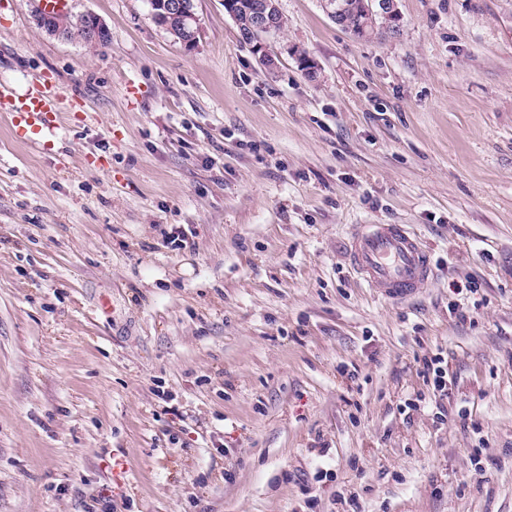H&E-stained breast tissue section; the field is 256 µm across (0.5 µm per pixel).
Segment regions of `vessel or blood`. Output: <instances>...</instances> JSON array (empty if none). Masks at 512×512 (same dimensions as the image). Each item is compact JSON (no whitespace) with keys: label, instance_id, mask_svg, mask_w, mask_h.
Wrapping results in <instances>:
<instances>
[{"label":"vessel or blood","instance_id":"vessel-or-blood-1","mask_svg":"<svg viewBox=\"0 0 512 512\" xmlns=\"http://www.w3.org/2000/svg\"><path fill=\"white\" fill-rule=\"evenodd\" d=\"M57 98L38 91L12 106L13 127L27 126L33 139L51 131ZM349 259L368 287L405 297L422 287L431 273L430 255L401 224H367L351 240Z\"/></svg>","mask_w":512,"mask_h":512}]
</instances>
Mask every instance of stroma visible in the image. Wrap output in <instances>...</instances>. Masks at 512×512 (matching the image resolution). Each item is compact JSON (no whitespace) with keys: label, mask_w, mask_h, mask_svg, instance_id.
I'll return each instance as SVG.
<instances>
[{"label":"stroma","mask_w":512,"mask_h":512,"mask_svg":"<svg viewBox=\"0 0 512 512\" xmlns=\"http://www.w3.org/2000/svg\"><path fill=\"white\" fill-rule=\"evenodd\" d=\"M194 4L187 46L69 0L92 49L0 0V85L74 106L36 143L0 111V512H512V0L370 41L278 0L272 72ZM361 224L429 282L368 288ZM37 21L49 35L64 40L96 45L110 36L106 24L93 13L73 16L65 11L44 10L37 15ZM349 259L369 288L406 297L431 273L430 255L403 224H365L351 240Z\"/></svg>","instance_id":"stroma-1"}]
</instances>
